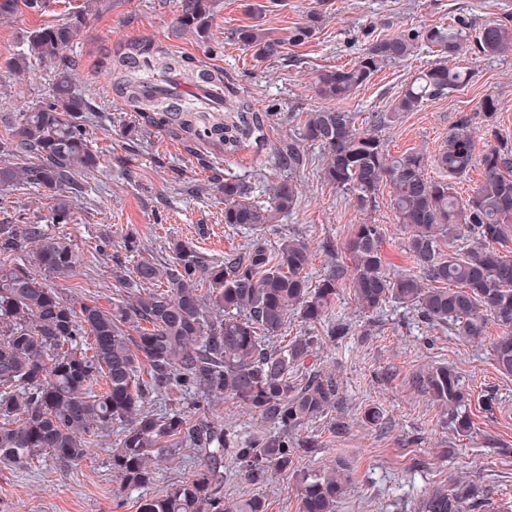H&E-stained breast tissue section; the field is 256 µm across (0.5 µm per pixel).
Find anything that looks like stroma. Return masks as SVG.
<instances>
[{"mask_svg": "<svg viewBox=\"0 0 512 512\" xmlns=\"http://www.w3.org/2000/svg\"><path fill=\"white\" fill-rule=\"evenodd\" d=\"M181 2L100 0L82 36L66 51L75 62V85L91 101L86 118L100 166L83 177L85 199L71 223H53L46 195L30 186L0 198V222L44 224L49 233L70 237L85 260L75 278L78 296L107 306L113 298L111 261L130 260L123 244L126 233H135L144 257L158 263L170 262V246L177 240L207 258H223L246 246L249 235L225 224L211 174L244 180L252 198L260 201L268 198L272 184L289 178L298 186L299 202L264 240L274 249L282 239L306 238L312 251L311 281L346 262L345 245L353 228L363 223L385 228L382 251L390 271H413L406 235L388 194L380 195L374 210L360 213L342 190L325 180L319 148L306 146V164L294 173L281 166L277 150L296 135L299 116L320 106L314 91L319 71L352 63L369 39L459 17L482 22L512 16V0H214L211 37L204 42L178 31ZM84 3L43 0L31 10L24 0H0V86L10 88L9 94L0 93V113L22 112L45 102L56 64L37 62L28 73L17 75L8 60L22 50L28 32L63 22ZM312 19L317 22L313 38L289 44L295 28ZM256 24L285 41L282 56L260 60L237 41L238 28ZM143 43L194 58L221 74L225 94L265 116L261 141L228 153L222 143L207 139L189 144L164 126H147L145 115L135 112L113 87L115 60ZM432 60V53L421 51L385 66L359 88L344 103L355 112L357 127L367 128L371 113L387 111L402 87ZM458 62L472 71L471 82L418 111L402 113L383 129L390 154L420 148L435 155L462 114L471 118L476 153H483L488 134L480 103L489 96L499 103L498 133L512 142V56L469 53ZM125 125L143 127L144 133L138 141H127L119 134ZM333 316L350 324V335L323 344L309 362L335 375L340 404L336 412L303 428V435L315 436L322 450L302 458L301 464L319 469L342 460L351 467L353 479L336 512H409L414 495L454 478L486 485L498 506H511L512 377L502 376L493 360L490 340L499 335L498 326L489 324L488 340L466 342L392 302L366 316L346 289ZM434 363L452 367L472 396L470 436H457L447 410L412 384L413 374ZM373 407L383 415L375 426L365 421ZM209 416L241 441L258 437L266 428L258 414L236 400L213 407ZM339 420L348 425L341 438L331 429ZM114 443V437L102 438L83 463L68 469L46 457L28 469L0 470V512H138L139 493L122 490L109 465ZM255 494L265 497L268 512L299 510L293 478L274 472L263 483H250L233 453L225 452V498Z\"/></svg>", "mask_w": 512, "mask_h": 512, "instance_id": "35a3bbf8", "label": "stroma"}]
</instances>
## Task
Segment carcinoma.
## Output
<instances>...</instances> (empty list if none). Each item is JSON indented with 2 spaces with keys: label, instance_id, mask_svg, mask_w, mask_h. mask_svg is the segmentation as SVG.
<instances>
[{
  "label": "carcinoma",
  "instance_id": "obj_1",
  "mask_svg": "<svg viewBox=\"0 0 512 512\" xmlns=\"http://www.w3.org/2000/svg\"><path fill=\"white\" fill-rule=\"evenodd\" d=\"M96 0L62 23L29 33L25 48L9 59L20 72L36 61L58 64L49 99L14 112L0 132V194L29 185L52 201L53 222L72 221L82 196L78 180L98 167L89 129L83 120L85 96L72 85L74 63L65 49L82 33ZM212 0H184L179 26L208 36ZM237 38L259 59L278 58L282 42L257 25ZM475 47L487 55H512V16L470 25L441 24L403 29L374 38L348 67L324 70L315 91L324 105L305 113L298 136L278 150L288 171L304 165V143L320 147L324 178L367 212L388 189L397 223L405 232L415 273L387 271L380 224H358L346 244L351 274L338 265L312 287V252L297 236L270 250L263 235L288 214L298 199L297 184L273 186L268 205L249 198L241 181L211 176L224 200V223L255 234L239 252L210 260L194 246L172 243V260H139L132 269L112 268V287L134 293L113 299L76 301L63 285L72 281L81 256L72 240L47 233L42 224H0V467H27L48 453L63 467L80 464L98 438L117 433L111 451L112 472L125 489L151 484L162 461L189 448L193 473L140 502L138 512H267L259 495L224 500V451L233 448L242 475L260 483L271 470L295 477L299 512H336L352 480L343 465L298 467L299 459L321 448L315 437H297L304 425L338 408L335 376L305 366L319 337L303 333L282 347L288 315L310 326L320 324L339 296L344 281L364 313L393 302L412 308L425 322L448 326L457 336L479 341L494 321L502 334L492 342L498 372L512 376V144L496 134L498 102L487 97L481 109L493 140L482 154V179L466 199L457 197L454 180L474 163L469 116L460 115L434 162L442 178L428 176V158L420 150L391 155L382 129L403 112L465 88L471 73L450 68L447 59ZM435 60L405 85L391 110L371 114L370 129L355 128V113L341 103L390 63L422 49ZM117 92L140 112H162V122L187 141L201 137L224 142L228 153L250 140L259 118L244 116V106L225 103L237 120L204 129L196 110L173 112L162 93H149L151 78L179 73L207 84L221 81L189 57L174 56L140 44L118 58ZM33 254L37 270L18 264ZM415 385L448 408L460 437L472 433L467 407L471 395L457 373L439 364L414 377ZM195 410L225 399L240 400L268 424L256 440L240 442L224 424L182 409L152 407L174 394ZM501 512L480 484L455 480L418 495L410 512Z\"/></svg>",
  "mask_w": 512,
  "mask_h": 512
}]
</instances>
